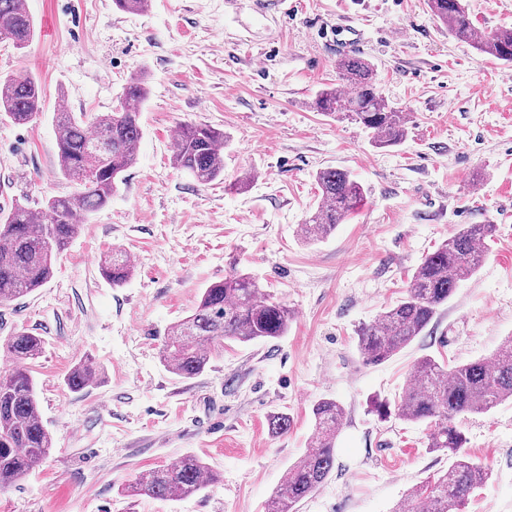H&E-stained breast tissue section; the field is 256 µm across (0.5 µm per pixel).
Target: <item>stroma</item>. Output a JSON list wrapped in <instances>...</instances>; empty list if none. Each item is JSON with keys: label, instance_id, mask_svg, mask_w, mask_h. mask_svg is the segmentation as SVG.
I'll return each instance as SVG.
<instances>
[{"label": "stroma", "instance_id": "35a3bbf8", "mask_svg": "<svg viewBox=\"0 0 512 512\" xmlns=\"http://www.w3.org/2000/svg\"><path fill=\"white\" fill-rule=\"evenodd\" d=\"M151 0L138 14L113 0H26L35 36L0 44V73L30 71L43 112L0 118V209L68 193L52 121L109 111L125 82L144 77L135 164L104 209L55 262L52 278L0 306V341L42 337L33 376L48 458L0 490V512H265L311 441V407L339 402L335 465L299 512H394L447 470L425 422L380 420L415 364L491 357L512 336V64L480 54L433 19L426 0ZM477 30L512 27V0H465ZM362 34L390 105L407 114L401 143L381 147L344 116L316 112L339 86V26ZM223 130L224 177L196 184L171 162L181 123ZM350 172L360 207L322 242L299 226L316 209V174ZM462 224H492L476 274L428 328L389 360L365 364L357 336L405 293L425 255ZM120 249L134 272L112 286L100 256ZM242 271L294 312L286 336L225 342L191 379L161 360L167 327L192 314L203 288ZM85 359L99 375L66 379ZM292 425L272 434L268 419ZM465 453L491 471L461 512H512V401L457 417ZM200 457L219 477L176 501L128 496L146 470ZM97 376V368L90 360L80 361L67 377L68 386L80 392L90 386Z\"/></svg>", "mask_w": 512, "mask_h": 512}]
</instances>
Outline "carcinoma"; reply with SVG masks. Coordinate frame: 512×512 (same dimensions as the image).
Masks as SVG:
<instances>
[{
	"mask_svg": "<svg viewBox=\"0 0 512 512\" xmlns=\"http://www.w3.org/2000/svg\"><path fill=\"white\" fill-rule=\"evenodd\" d=\"M432 14L448 32L473 42L498 61L512 63V30L476 37V28L462 0H427ZM34 22L24 0H0V41L22 51L34 38ZM340 81L350 87L342 95L335 87L318 91L314 108L327 116L343 114L372 132L376 144L392 146L405 136L407 114L382 96L371 66L358 56L336 63ZM148 91L144 80L130 78L117 105L87 119L65 110L55 112L57 167L74 185L68 196H52L32 208L17 202L0 217V306L18 300L45 285L54 262L81 233L88 216L108 205L123 183L122 175L137 160L141 138V105ZM0 112L18 125H26L42 112V87L30 74L0 77ZM224 131L205 124L182 125L173 144L174 166L198 184L209 185L224 176ZM320 202L301 225L308 243L327 238L344 223L363 197V187L345 170L325 168L317 173ZM492 224H462L414 269L405 297L376 320L360 328L358 351L367 364L385 361L419 336L448 303L458 284L473 276L484 259L481 246L492 236ZM102 276L119 287L133 273L121 250L102 255ZM292 313L288 306L261 291L257 281L233 271L203 289L194 312L173 323L162 345L163 360L182 379L202 373L210 354L224 341L240 343L278 339L288 332ZM40 337L19 332L6 343L14 367L0 374V489L14 484L40 464L53 447V438L39 412L28 364L42 352ZM97 368L79 362L67 377L80 392L90 386ZM512 399V336L488 359L447 369L430 356L415 366L412 383L395 405L396 416L410 422L430 421L434 431L428 447L446 450L456 460L408 494L394 512H460L468 496L486 484L489 469L463 455V439L453 425L463 413H487ZM378 405L379 415L391 416ZM312 442L289 467L267 512H298L299 504L314 494L335 464L336 438L344 408L332 399L312 407ZM216 480V474L195 455L170 466L140 473L127 492L160 500H178L197 493Z\"/></svg>",
	"mask_w": 512,
	"mask_h": 512,
	"instance_id": "cac0c4a2",
	"label": "carcinoma"
}]
</instances>
